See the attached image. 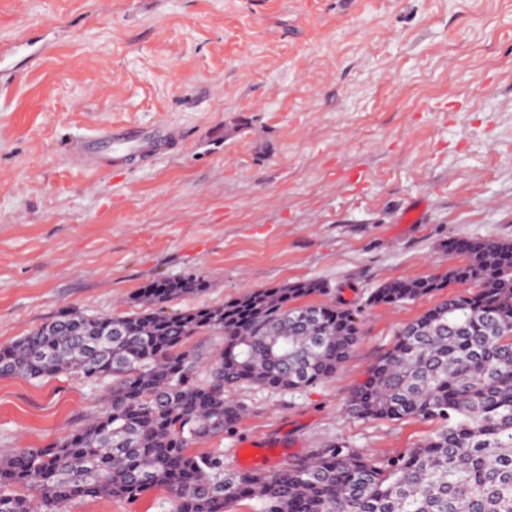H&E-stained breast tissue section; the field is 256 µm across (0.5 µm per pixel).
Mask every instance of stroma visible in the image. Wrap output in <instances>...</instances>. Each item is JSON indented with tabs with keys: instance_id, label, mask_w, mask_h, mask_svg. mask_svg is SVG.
Segmentation results:
<instances>
[{
	"instance_id": "stroma-1",
	"label": "stroma",
	"mask_w": 512,
	"mask_h": 512,
	"mask_svg": "<svg viewBox=\"0 0 512 512\" xmlns=\"http://www.w3.org/2000/svg\"><path fill=\"white\" fill-rule=\"evenodd\" d=\"M91 122L168 126L177 144L86 170ZM421 201L423 220L399 223ZM472 239L512 242V0H0V347L67 311H136L148 285L187 275L207 290L167 311L320 280L354 314L335 378L228 390L243 417L197 446L225 470L419 444L434 422L346 405L445 294L370 295L464 263L448 244ZM108 398L69 373L0 378V459L52 446Z\"/></svg>"
}]
</instances>
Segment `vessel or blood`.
<instances>
[{
    "label": "vessel or blood",
    "instance_id": "obj_1",
    "mask_svg": "<svg viewBox=\"0 0 512 512\" xmlns=\"http://www.w3.org/2000/svg\"><path fill=\"white\" fill-rule=\"evenodd\" d=\"M97 142H109L108 157L114 167H122L134 158H155L173 144V135L164 128H144L134 125L112 126L98 134Z\"/></svg>",
    "mask_w": 512,
    "mask_h": 512
}]
</instances>
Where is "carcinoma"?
<instances>
[{"instance_id": "obj_1", "label": "carcinoma", "mask_w": 512, "mask_h": 512, "mask_svg": "<svg viewBox=\"0 0 512 512\" xmlns=\"http://www.w3.org/2000/svg\"><path fill=\"white\" fill-rule=\"evenodd\" d=\"M460 249L467 263L371 294L373 304H397L452 283L477 288L406 326L351 392L357 418L437 422L407 454L333 447L274 472L236 475L224 472L220 453L190 452L241 419L228 389L332 378L358 329L344 308L298 304L325 291L318 280L221 306L154 308L207 290L202 276L179 277L145 290L141 312L65 313L0 348V378L112 379L105 411L49 448L0 460V512H63L78 499L136 500L156 488L167 512H232L244 500L262 512H512V243L476 239ZM201 335L223 337L216 355L190 344Z\"/></svg>"}]
</instances>
